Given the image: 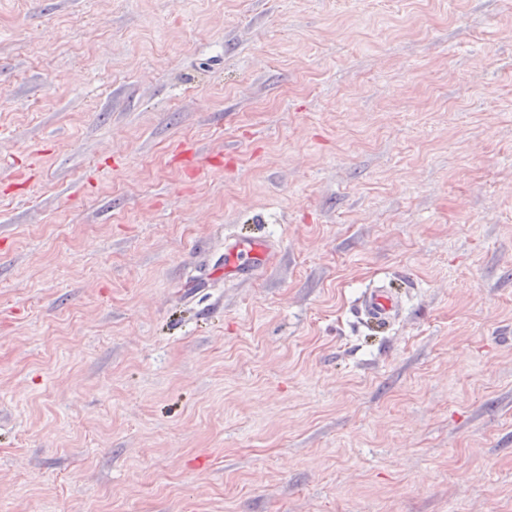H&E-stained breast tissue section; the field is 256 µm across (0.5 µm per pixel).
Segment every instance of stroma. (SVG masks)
Instances as JSON below:
<instances>
[{
	"mask_svg": "<svg viewBox=\"0 0 512 512\" xmlns=\"http://www.w3.org/2000/svg\"><path fill=\"white\" fill-rule=\"evenodd\" d=\"M0 512H512V0H0ZM274 249V245L265 238H224V277L239 282L249 281ZM401 309V301L391 288L380 286L366 292L357 308L359 316L376 326H386L395 320Z\"/></svg>",
	"mask_w": 512,
	"mask_h": 512,
	"instance_id": "1",
	"label": "stroma"
}]
</instances>
